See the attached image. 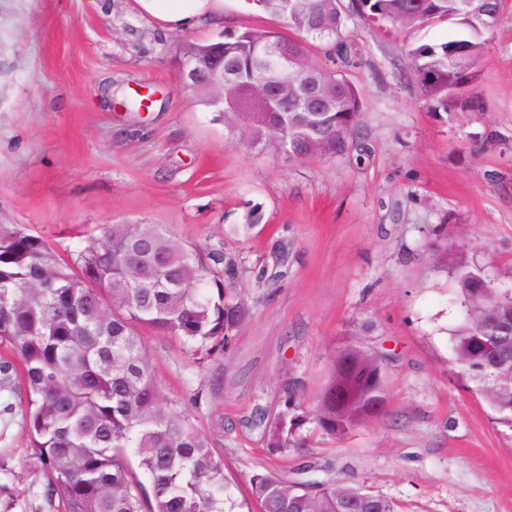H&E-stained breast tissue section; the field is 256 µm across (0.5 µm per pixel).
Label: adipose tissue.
I'll return each instance as SVG.
<instances>
[{
    "label": "adipose tissue",
    "mask_w": 512,
    "mask_h": 512,
    "mask_svg": "<svg viewBox=\"0 0 512 512\" xmlns=\"http://www.w3.org/2000/svg\"><path fill=\"white\" fill-rule=\"evenodd\" d=\"M138 11L170 30L221 24L223 0H134Z\"/></svg>",
    "instance_id": "obj_1"
}]
</instances>
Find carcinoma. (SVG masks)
<instances>
[{"mask_svg": "<svg viewBox=\"0 0 512 512\" xmlns=\"http://www.w3.org/2000/svg\"><path fill=\"white\" fill-rule=\"evenodd\" d=\"M281 18L294 35L270 29L226 31L223 40L194 43L185 64L224 51V100L237 112H268L256 90L259 74L278 76L271 48L282 46L294 61L299 88L312 74L328 102L315 130L298 127L306 114L291 112L283 134L323 139L325 154L344 150L361 112L360 93L340 70L309 58L315 44L332 47L348 64L346 12L396 25L448 20V39L409 49L412 71L424 95L444 112H481L484 101L463 88L475 79L490 31L479 3L465 0H252ZM247 144L276 147L269 128L254 124ZM240 268L221 248L205 253L175 239L161 224H114L62 261L23 224L0 225V394L3 414L21 417L40 464L43 497L63 512H243L272 505L281 512H398L380 495L350 485L314 492L267 472L250 479L249 501L234 496L224 457L197 429L178 401L159 383L144 333L168 336L195 353L224 352L247 315L234 288ZM463 321L453 330L454 360L475 384L499 378L506 388L486 398L501 423L512 427V297H492L477 284L484 272L466 263L455 268ZM372 353L346 348L336 356L326 388L343 391L341 407L320 396L311 413L290 406L251 424L263 430L273 452L309 448L314 437H345L362 419L374 389ZM21 394L19 403L12 399Z\"/></svg>", "mask_w": 512, "mask_h": 512, "instance_id": "cac0c4a2", "label": "carcinoma"}]
</instances>
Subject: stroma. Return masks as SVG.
I'll use <instances>...</instances> for the list:
<instances>
[{
    "label": "stroma",
    "mask_w": 512,
    "mask_h": 512,
    "mask_svg": "<svg viewBox=\"0 0 512 512\" xmlns=\"http://www.w3.org/2000/svg\"><path fill=\"white\" fill-rule=\"evenodd\" d=\"M250 28L287 26L248 0H224L222 26L189 30L133 0H0V224L26 225L65 261L102 227L139 223L237 257L248 315L223 354L200 363L145 338L236 495L271 470L362 486L400 512H512V428L451 343L456 261L512 288V0L476 67L481 112L434 111L413 76L408 48L447 40V23L348 14L360 122L344 152L306 159L249 147L175 84L187 44ZM141 88L149 110L117 107ZM350 344L381 358L382 415L308 453H269L255 411L291 397L313 410ZM43 483L24 427L0 426V512H56Z\"/></svg>",
    "instance_id": "1"
}]
</instances>
